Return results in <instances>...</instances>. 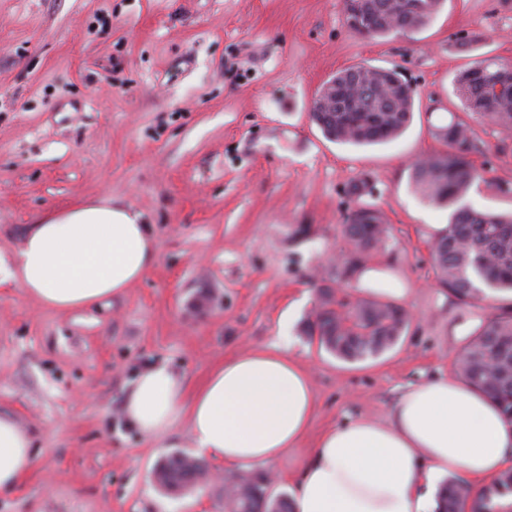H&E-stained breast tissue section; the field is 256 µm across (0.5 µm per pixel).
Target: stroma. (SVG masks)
I'll use <instances>...</instances> for the list:
<instances>
[{
	"mask_svg": "<svg viewBox=\"0 0 512 512\" xmlns=\"http://www.w3.org/2000/svg\"><path fill=\"white\" fill-rule=\"evenodd\" d=\"M483 32L479 50L455 46ZM512 61V0H446L425 27L370 38L350 31L342 0H0V252L29 225L107 196L142 211L155 255L121 296L73 312L0 285V415L34 434L36 463L0 512H224V484L178 495L151 473L193 452L187 419L163 442L122 415L145 369L164 364L198 385L247 349H288L310 372L318 408L304 448L361 416L386 418L399 396L456 377L489 302L462 303L436 282L428 225L448 210L421 200L411 163L437 149L435 125L463 115L456 75L474 60ZM401 72L418 90L390 142L327 140L310 107L336 71ZM479 209L512 211V151L473 120ZM367 180L364 197L350 185ZM392 228L380 260L412 292L411 323L379 359L348 364L303 332L316 287L359 203Z\"/></svg>",
	"mask_w": 512,
	"mask_h": 512,
	"instance_id": "stroma-1",
	"label": "stroma"
}]
</instances>
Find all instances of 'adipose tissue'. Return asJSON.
<instances>
[{
	"label": "adipose tissue",
	"mask_w": 512,
	"mask_h": 512,
	"mask_svg": "<svg viewBox=\"0 0 512 512\" xmlns=\"http://www.w3.org/2000/svg\"><path fill=\"white\" fill-rule=\"evenodd\" d=\"M143 213L109 198L54 211L30 225L0 269L41 306L69 312L125 293L153 259ZM365 297L399 302L410 293L394 268L367 263L356 281ZM317 397L304 365L284 350L242 353L215 365L188 388L165 366L142 372L122 413L160 440L188 417L198 452L240 467L291 458L298 475L293 512H435L434 489L445 476L486 482L512 461V425L484 394L441 377L400 395L387 421L359 417L302 443ZM29 432L0 416V491L34 467Z\"/></svg>",
	"instance_id": "obj_1"
}]
</instances>
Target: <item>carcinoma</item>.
<instances>
[{
    "label": "carcinoma",
    "instance_id": "cac0c4a2",
    "mask_svg": "<svg viewBox=\"0 0 512 512\" xmlns=\"http://www.w3.org/2000/svg\"><path fill=\"white\" fill-rule=\"evenodd\" d=\"M445 0H363L359 25L348 26L366 37L398 36L417 31L443 8ZM484 40L463 31L456 42L469 52ZM512 63L484 58L460 72L454 94L473 116L487 120L512 139ZM416 89L387 68L356 65L336 73V109L316 104L312 121L331 141L355 146L383 143L398 137L413 117ZM442 149L411 165V181L429 203L450 210L447 227L433 241L432 269L441 287L463 303L487 300L493 313L475 328L457 360L458 375L487 395L512 425V214L481 211L468 202L480 172L471 156L482 152L473 126L461 118L434 127ZM348 244L336 265V278L358 277L372 253L385 249L391 227L371 204L358 205L342 225ZM410 323L400 305L376 298L339 299L332 288L316 289V307L304 322L305 334L319 347L346 363L374 360L395 348ZM206 463L185 452L164 456L154 467L159 488L180 492L199 484ZM268 475L249 473V494L224 497L228 512H291L287 495H265ZM512 467L482 487L450 478L438 489L439 512H512Z\"/></svg>",
    "mask_w": 512,
    "mask_h": 512
}]
</instances>
